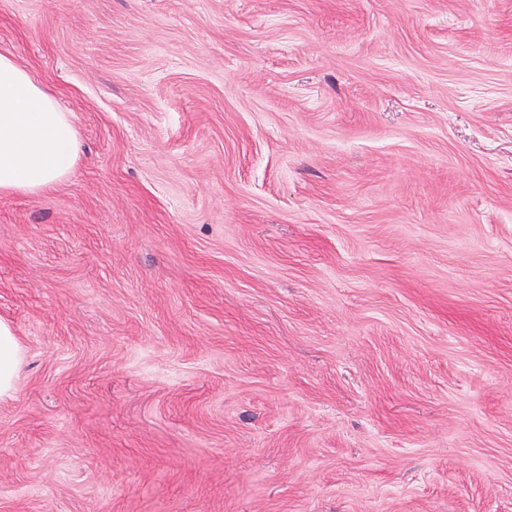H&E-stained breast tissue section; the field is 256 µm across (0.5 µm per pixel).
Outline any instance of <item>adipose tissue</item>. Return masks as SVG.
Returning a JSON list of instances; mask_svg holds the SVG:
<instances>
[{"instance_id": "ef3b65f1", "label": "adipose tissue", "mask_w": 512, "mask_h": 512, "mask_svg": "<svg viewBox=\"0 0 512 512\" xmlns=\"http://www.w3.org/2000/svg\"><path fill=\"white\" fill-rule=\"evenodd\" d=\"M80 158L71 113L13 58L0 55V196L46 191L70 177ZM21 366L13 325L0 319V398L13 397Z\"/></svg>"}]
</instances>
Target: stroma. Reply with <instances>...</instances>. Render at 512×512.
<instances>
[{"label":"stroma","instance_id":"1","mask_svg":"<svg viewBox=\"0 0 512 512\" xmlns=\"http://www.w3.org/2000/svg\"><path fill=\"white\" fill-rule=\"evenodd\" d=\"M77 169L0 196V512H512V0H0ZM21 366L20 346L13 325L0 319V398H11Z\"/></svg>","mask_w":512,"mask_h":512}]
</instances>
